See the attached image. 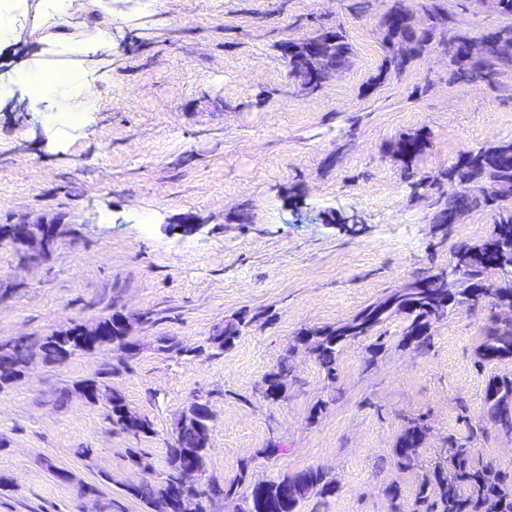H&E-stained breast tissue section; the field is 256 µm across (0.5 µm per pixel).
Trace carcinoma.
Instances as JSON below:
<instances>
[{"label":"carcinoma","mask_w":512,"mask_h":512,"mask_svg":"<svg viewBox=\"0 0 512 512\" xmlns=\"http://www.w3.org/2000/svg\"><path fill=\"white\" fill-rule=\"evenodd\" d=\"M421 18L412 22L405 0H391L386 15L396 17L397 24L391 29L389 38L409 37L415 34V25L426 29V38L417 57L429 53L433 45L446 40L467 43L474 39L453 27L452 16L440 4V0H419ZM333 38L326 63L348 68L352 58V48L339 29L331 28ZM413 62L411 58H401L388 51L378 78L392 73H403ZM448 73L455 80L491 81L498 75L512 73V56H486L474 63L462 64L455 58H448ZM425 139L418 133L402 138L398 154L406 167L424 152ZM483 185H496L502 188L499 195H487L481 191ZM512 195V141H504L477 152L467 153L448 170V190L438 199L435 223L445 224L448 215L485 208L494 216L493 231L488 239L480 244H463L454 254L453 261L459 265L458 274L448 280L445 270L427 276V287L418 283L394 292L384 299L374 302L351 320L320 329L304 330L297 339H309L310 354L317 361L325 375L332 379L336 372V356L342 345L356 338L369 336L374 330L388 322L395 315H404L407 326L404 335L413 337L417 348L426 350L431 344V325L448 315L456 304L467 303L471 307L485 304L495 305L498 301L512 300V279H506L490 288H482L484 265L480 261H467L472 254H479L488 260L503 258L505 273L512 274L508 264L512 262V207L501 205ZM247 322L238 318L232 327L224 329L222 340L216 347L227 349L239 337ZM478 362L481 364L512 360V323L498 321L486 328L484 339L477 348ZM97 396L104 397L111 409L112 423L128 432L123 411L127 410L123 397L105 385L94 382ZM512 401V378L493 377L485 388L484 402L488 419L499 429L512 433V410L507 408ZM423 441V426L414 419L407 421L393 449L394 466L400 470L410 469L418 464ZM180 447L169 448L168 470L159 483H140L128 487V493L141 501L149 512H176L169 497L170 487L182 482L180 460L183 452L193 451L197 444L195 427L188 423L179 430ZM447 467L436 466L430 475L422 478L418 501L427 505L426 512H512V475L498 473L489 479L488 464L477 449L450 443L445 449ZM249 462L242 463L238 478L220 486L213 483L205 490H198L194 483L183 482V491L209 500L222 497L235 502V512H262L258 504L260 495L249 481ZM300 483L302 493L288 498L277 506V512H300L301 502L311 494L328 495L336 489L335 481L322 468H309L279 479L270 481L277 488L283 484Z\"/></svg>","instance_id":"cac0c4a2"}]
</instances>
